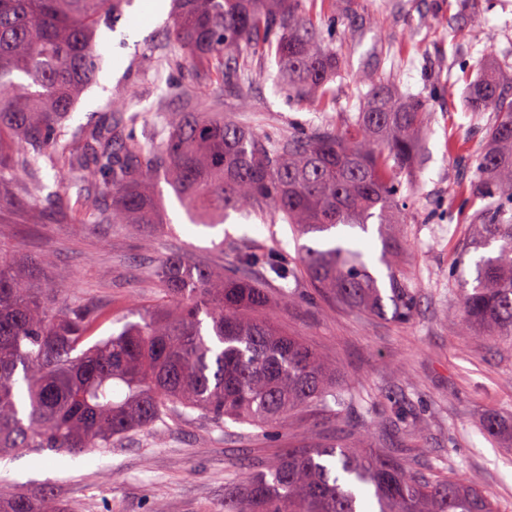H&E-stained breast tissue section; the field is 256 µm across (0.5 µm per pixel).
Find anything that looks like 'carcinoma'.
<instances>
[{
	"instance_id": "1",
	"label": "carcinoma",
	"mask_w": 512,
	"mask_h": 512,
	"mask_svg": "<svg viewBox=\"0 0 512 512\" xmlns=\"http://www.w3.org/2000/svg\"><path fill=\"white\" fill-rule=\"evenodd\" d=\"M124 0H0V199L17 168L41 184L40 161H62L63 182L101 184L93 224L165 223L158 183L169 184L193 223L215 227L232 211L270 208L302 235L340 225H379L393 313L410 316L413 299L392 268L388 225L403 223L397 190L413 172L425 97L397 92L376 74L352 73L323 44L309 0H174L168 39L172 60L223 64L241 91L234 51L272 54L278 77L297 102L313 103L350 78L365 88L357 112L338 129L329 122L288 131L270 142L224 118L214 102L191 104L165 120L147 146L125 116V103L80 131L67 121L92 82L100 28L112 29ZM474 112L495 121L462 187L484 202L474 249L497 244L476 262L472 288L459 298L463 328L496 342L512 337V87L489 64L469 85ZM18 141L22 151L10 152ZM368 255L352 237L305 247L300 262L311 285L368 315L385 312ZM224 274L179 257L154 267L163 303L122 320L119 331L85 348L104 321L93 300H66L32 285V269L0 254V454L18 448L79 455L104 452L126 434L197 412L275 430L298 409L345 408L353 395L336 371L267 315L269 289L247 268ZM0 512H65L46 496L0 486ZM224 512H496L492 496L456 478L427 479L407 460L376 448L294 443L250 471L224 494Z\"/></svg>"
}]
</instances>
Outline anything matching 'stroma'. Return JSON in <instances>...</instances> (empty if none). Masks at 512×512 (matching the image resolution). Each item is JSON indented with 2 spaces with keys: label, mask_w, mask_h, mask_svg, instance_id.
Returning <instances> with one entry per match:
<instances>
[{
  "label": "stroma",
  "mask_w": 512,
  "mask_h": 512,
  "mask_svg": "<svg viewBox=\"0 0 512 512\" xmlns=\"http://www.w3.org/2000/svg\"><path fill=\"white\" fill-rule=\"evenodd\" d=\"M150 0H128L114 29L97 38V101L81 96L70 126L98 121L125 100L137 115V134L160 117L183 111L187 98L208 101L221 91L222 109L269 140L288 129L323 122L343 126L356 104L351 80L335 82L328 106H299L276 75L274 58L241 53L242 95L226 93L220 70L199 61L176 65L166 43L169 12L151 19ZM317 0L314 10L324 42L351 70L370 53L400 91L431 102L419 140L416 172L402 182L403 224L394 230L396 270L413 292L408 318L376 317L348 310L313 288L305 277L279 284L269 267L298 266L301 246H322L323 235L295 238L289 225L254 214H231L213 228L191 224L168 184H160L169 224L148 233L129 224H92L84 196L61 183L60 170L44 166L43 185L31 190L25 173L10 189L15 204L0 206V246L37 259L51 255L43 282L62 297H89L114 317L161 299L151 276L156 261L180 255L194 263L233 271L246 251L265 262L250 271L272 291L271 312L284 330L301 336L334 365L340 385L356 398L336 415L308 407L293 413L279 434L245 424L217 426L205 417L182 418L150 431H133L108 453L79 456L30 451L0 458V480L12 491L48 493L67 512H224L229 481L242 480L245 462L262 463L288 444L350 442L384 448L410 460L416 472L449 474L489 491L499 512H512V339L485 342L463 331L451 301L475 277L472 224L480 209L456 184L470 181L493 121L467 107L466 82L478 74L483 53L502 59L512 44V0ZM142 32L129 39L128 28ZM457 84H449V76ZM58 192L66 217L46 210ZM292 292L283 302L282 289ZM496 421L488 431L487 421Z\"/></svg>",
  "instance_id": "35a3bbf8"
}]
</instances>
